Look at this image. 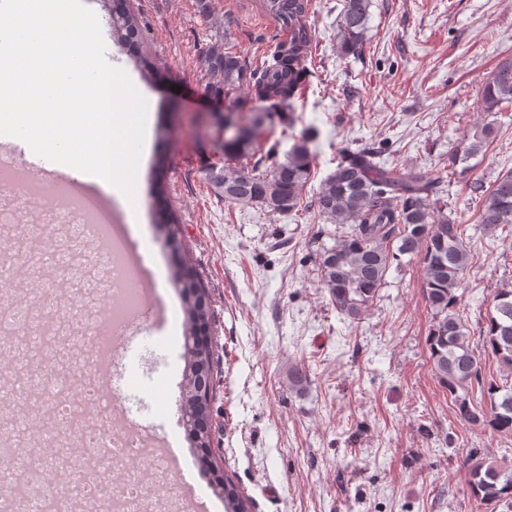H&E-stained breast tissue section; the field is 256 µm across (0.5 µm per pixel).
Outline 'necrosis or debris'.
<instances>
[{"mask_svg": "<svg viewBox=\"0 0 512 512\" xmlns=\"http://www.w3.org/2000/svg\"><path fill=\"white\" fill-rule=\"evenodd\" d=\"M0 196L22 197L39 213L68 207V221L78 227L70 241L72 298L62 302L54 289L56 269L41 265L36 305L8 302L0 309V334L23 349L26 361L49 397L29 403L36 421L51 425L54 448L82 443L93 460L75 465L60 458L45 463L41 441L20 443L13 425L0 427V471L9 488L0 494V512H165V485L172 460L148 447L142 429L118 424L116 401L96 367L106 339L85 333L88 323L111 327L120 337L139 329L132 311L141 296L134 283L136 272L120 243L93 252L84 245V228L92 217L83 205L67 206L59 190L19 186L13 167L0 166ZM0 224L10 228L9 247H0V270L40 255V242L30 224L12 205L0 207Z\"/></svg>", "mask_w": 512, "mask_h": 512, "instance_id": "1", "label": "necrosis or debris"}]
</instances>
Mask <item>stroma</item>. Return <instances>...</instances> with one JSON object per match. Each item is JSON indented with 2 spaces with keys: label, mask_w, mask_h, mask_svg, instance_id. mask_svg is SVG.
<instances>
[{
  "label": "stroma",
  "mask_w": 512,
  "mask_h": 512,
  "mask_svg": "<svg viewBox=\"0 0 512 512\" xmlns=\"http://www.w3.org/2000/svg\"><path fill=\"white\" fill-rule=\"evenodd\" d=\"M128 0L143 43L137 53L166 79L140 84L166 139L143 158L141 221L132 245L147 273L172 274L188 260L209 291L212 454L253 501V512H486L465 483L461 452L480 449L512 461V435L481 431L457 417L428 358L433 324L420 260L402 256L361 319L338 314L321 286L319 257L332 224L315 194L344 148L379 147L400 173L439 177L437 206L465 228L474 258L459 305L479 340L491 300L512 288V225L486 236L477 222L473 183L489 186L512 169V119L484 111L482 91L499 63L512 59V0H372L360 53L339 47L341 0H312L314 36L305 65L312 77L296 102V131L311 129L314 175L301 211L288 215L225 203L206 172L224 161L223 99L206 89L203 52L227 37L247 63L273 49L275 22L262 0ZM489 146L466 161L448 158L485 126ZM166 163L157 198L153 157ZM164 209L181 229L169 245L152 214ZM158 304L167 315L161 345L139 369L161 392L128 405L155 440H180V466L209 512H224L210 473L200 468L180 421L185 368L179 291ZM304 376L301 388L290 382Z\"/></svg>",
  "instance_id": "35a3bbf8"
}]
</instances>
